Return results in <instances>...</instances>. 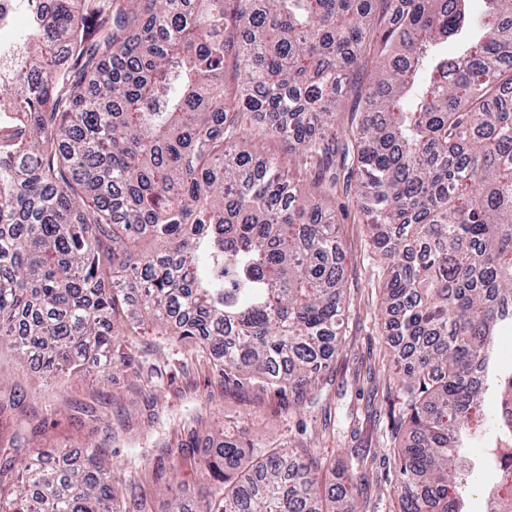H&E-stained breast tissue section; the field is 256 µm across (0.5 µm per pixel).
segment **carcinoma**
Returning a JSON list of instances; mask_svg holds the SVG:
<instances>
[{"mask_svg":"<svg viewBox=\"0 0 512 512\" xmlns=\"http://www.w3.org/2000/svg\"><path fill=\"white\" fill-rule=\"evenodd\" d=\"M15 0L0 12V338L52 384L191 339L238 388L323 384L344 324L336 145L374 254L405 431L400 512H467L463 449L512 445V0ZM27 26L12 28L16 13ZM463 40L450 57L441 47ZM373 58L355 128L337 113ZM233 62L235 84L225 83ZM149 239L159 244L143 251ZM224 496L172 512H315L324 462L221 431ZM0 463V512H121L107 455ZM512 455L500 454L501 508ZM351 464L328 512H360Z\"/></svg>","mask_w":512,"mask_h":512,"instance_id":"carcinoma-1","label":"carcinoma"}]
</instances>
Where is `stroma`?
Masks as SVG:
<instances>
[{
    "instance_id": "1",
    "label": "stroma",
    "mask_w": 512,
    "mask_h": 512,
    "mask_svg": "<svg viewBox=\"0 0 512 512\" xmlns=\"http://www.w3.org/2000/svg\"><path fill=\"white\" fill-rule=\"evenodd\" d=\"M336 212V236L346 272V314L335 371L321 390L297 400L287 393L225 384L216 361L194 341L162 336L133 339L135 368L88 373L55 386L21 369L0 339V394L16 393L24 411L0 418V457L17 427L40 443L109 455L123 512H168L172 503L218 491L208 469L209 436L222 427L255 443V454L288 446L314 448L328 468L356 459L366 467L364 512H395L388 420L397 403L389 378L388 338L377 287L380 266L353 189L337 183L326 198Z\"/></svg>"
}]
</instances>
